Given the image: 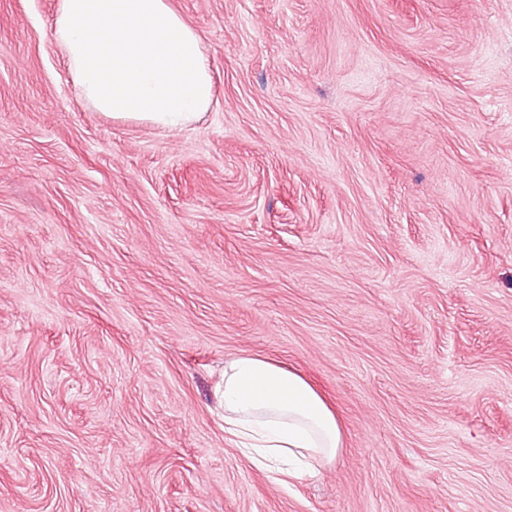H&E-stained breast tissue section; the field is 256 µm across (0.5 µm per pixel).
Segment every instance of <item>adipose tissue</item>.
I'll use <instances>...</instances> for the list:
<instances>
[{"label":"adipose tissue","mask_w":512,"mask_h":512,"mask_svg":"<svg viewBox=\"0 0 512 512\" xmlns=\"http://www.w3.org/2000/svg\"><path fill=\"white\" fill-rule=\"evenodd\" d=\"M52 37L84 100L112 119L182 128L213 101L202 39L169 0H58ZM221 402L230 442L279 481L332 463L343 445L323 398L270 358L225 360Z\"/></svg>","instance_id":"adipose-tissue-1"}]
</instances>
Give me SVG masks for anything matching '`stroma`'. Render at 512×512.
Wrapping results in <instances>:
<instances>
[{
	"label": "stroma",
	"mask_w": 512,
	"mask_h": 512,
	"mask_svg": "<svg viewBox=\"0 0 512 512\" xmlns=\"http://www.w3.org/2000/svg\"><path fill=\"white\" fill-rule=\"evenodd\" d=\"M0 0V512H512V0H170L212 106L115 121ZM343 446L283 486L224 362ZM224 433L257 469L286 483L342 448L336 414L299 374L259 355L224 362Z\"/></svg>",
	"instance_id": "stroma-1"
}]
</instances>
